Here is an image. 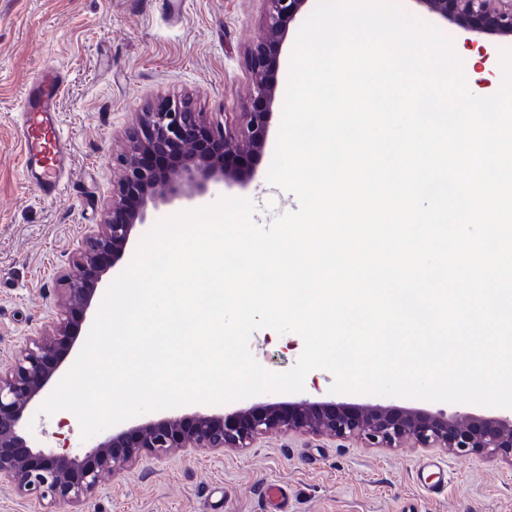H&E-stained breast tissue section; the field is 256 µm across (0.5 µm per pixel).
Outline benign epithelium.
I'll list each match as a JSON object with an SVG mask.
<instances>
[{
    "label": "benign epithelium",
    "instance_id": "1",
    "mask_svg": "<svg viewBox=\"0 0 512 512\" xmlns=\"http://www.w3.org/2000/svg\"><path fill=\"white\" fill-rule=\"evenodd\" d=\"M469 33L512 36V0H415ZM266 36L251 50L250 104L230 131L197 112L187 99L166 100L140 113L130 130V150L122 160L124 177L112 192V206L101 223L90 226L60 277L61 320L26 338L10 370L0 373V475L14 489L47 502L80 505L97 490L105 472L120 473L142 458L161 460L172 448H245L274 424L320 437L357 436L378 448L412 442L453 454H484L512 459V418L455 416L389 407L359 409L306 400L286 406L258 405L247 412L213 415L197 411L136 424L83 449L45 452L28 445L32 410L50 394L62 362L61 346L73 347L80 333L74 315H87L99 283L124 256L135 227L148 210L188 202L211 186L240 183L248 175L233 158L264 148L275 86L267 75L276 66V49L308 0H267Z\"/></svg>",
    "mask_w": 512,
    "mask_h": 512
}]
</instances>
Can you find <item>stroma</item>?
Listing matches in <instances>:
<instances>
[{
    "label": "stroma",
    "mask_w": 512,
    "mask_h": 512,
    "mask_svg": "<svg viewBox=\"0 0 512 512\" xmlns=\"http://www.w3.org/2000/svg\"><path fill=\"white\" fill-rule=\"evenodd\" d=\"M265 0H0V370L26 336L55 315L58 276L86 227L100 223L122 178L126 133L139 114L165 98H188L197 110L233 127L249 103V52L266 29ZM300 21L289 26L273 81L276 101L265 147L243 185H221L194 208L249 198L254 220L269 225L297 210L296 196L272 186L267 173L282 119L290 60ZM473 72L496 93L500 51L512 39L481 35ZM46 62L69 75L61 126L72 144L74 176L56 193L24 177L15 123L22 93ZM303 349L293 333H253L250 350L272 372L291 369ZM334 378L311 371L297 393L269 392L220 405V412L257 403L335 401L395 405L455 415H493L473 404L332 392ZM32 447L86 446L77 417L33 409ZM438 461L444 483L428 493L416 483L420 464ZM288 489V512H512V461L443 448H373L358 437L322 438L280 427L251 447L221 452L171 449L119 474L103 475L85 512H275L268 491Z\"/></svg>",
    "instance_id": "stroma-1"
}]
</instances>
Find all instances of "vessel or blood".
<instances>
[{
    "instance_id": "obj_1",
    "label": "vessel or blood",
    "mask_w": 512,
    "mask_h": 512,
    "mask_svg": "<svg viewBox=\"0 0 512 512\" xmlns=\"http://www.w3.org/2000/svg\"><path fill=\"white\" fill-rule=\"evenodd\" d=\"M67 78L54 64H45L34 77L22 102L23 149L20 165L25 176L55 192L69 171V141L57 119V106Z\"/></svg>"
}]
</instances>
